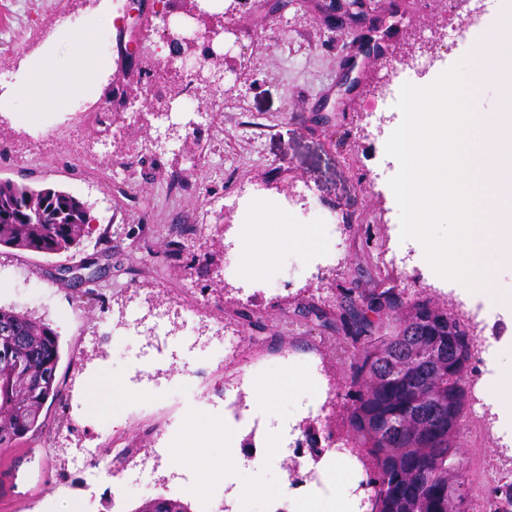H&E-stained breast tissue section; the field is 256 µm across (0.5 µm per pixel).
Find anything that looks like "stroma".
<instances>
[{
	"instance_id": "35a3bbf8",
	"label": "stroma",
	"mask_w": 512,
	"mask_h": 512,
	"mask_svg": "<svg viewBox=\"0 0 512 512\" xmlns=\"http://www.w3.org/2000/svg\"><path fill=\"white\" fill-rule=\"evenodd\" d=\"M85 0H0V79L11 80L18 59L59 19L77 15ZM407 10L390 44L402 50L428 39L434 25L455 24L468 0H405ZM227 35L231 54L245 66V81L227 74L224 93L198 119L194 86L173 104L171 119L185 124L186 137L156 150L146 140V108L134 100L122 113L105 111L103 100L80 102L51 116L30 113L26 128L0 121V181L55 187L91 207L89 234L81 246L60 254L0 247V307L48 323L59 335L56 377L67 401L46 404L50 426L64 425L68 440L58 450L29 441L9 450L0 471V491L13 499L12 512H135L158 496L204 512V501H225L230 512H267L272 495L287 487L283 425L312 419L317 445L336 454L346 434L343 395L353 350L333 331L347 289L368 293L395 288L404 300L422 296L447 302L469 324L476 340L469 378L476 384L457 433L467 482L475 488L473 512H482L492 487L512 482V420L499 417L492 383L504 344L512 342V309L491 305L479 291L431 276L425 254L402 239L400 212L389 180L396 159L375 131L376 113L387 129L402 118L397 106L404 84L435 81L462 59L464 38L448 35L437 60L420 72L399 66L385 95L367 87L382 77L360 59L349 67L346 44L329 32L309 0L277 11L264 8L236 16ZM364 87L343 95L346 70ZM186 188L170 191V181ZM129 198H122V191ZM286 213L282 223L254 231L279 245L259 278L246 275L248 239L243 219L258 200ZM333 214L340 247L328 245L316 227ZM196 225L199 242H186L168 260L179 227ZM93 263L99 276L86 284L56 278L63 265ZM193 308L199 319L223 323L237 336V352L222 365L208 364L210 348L174 345L186 365L196 400L174 398L177 382L144 368L139 342L110 339L113 325L150 301ZM312 303L324 321L303 319L299 306ZM262 313L255 330L244 309ZM318 364L330 399L319 411L304 367ZM300 371L298 391L288 389L289 370ZM105 392L92 409L80 400L88 383ZM246 389L244 420L259 419V441L246 447V429L224 408L225 396ZM112 421L117 440L136 453L112 480L95 478L97 460L71 465L74 448L102 447L101 420ZM205 436L208 471L187 463L184 442L169 433L182 420ZM234 467L225 468V459Z\"/></svg>"
}]
</instances>
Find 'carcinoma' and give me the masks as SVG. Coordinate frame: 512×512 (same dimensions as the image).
<instances>
[{"mask_svg": "<svg viewBox=\"0 0 512 512\" xmlns=\"http://www.w3.org/2000/svg\"><path fill=\"white\" fill-rule=\"evenodd\" d=\"M89 207L68 191L0 182V246L43 253L78 248ZM0 406L17 405L15 359L28 368L58 367L59 336L49 324L0 308ZM343 339L356 361L345 392L349 434L371 466L361 485L366 512H448V467L463 470L448 435V396L463 409L474 336L448 304L430 297L403 302L392 288L345 300ZM63 393L54 377L38 380L22 413L4 418L0 450L42 433V409ZM493 512H512V482L486 494Z\"/></svg>", "mask_w": 512, "mask_h": 512, "instance_id": "obj_1", "label": "carcinoma"}]
</instances>
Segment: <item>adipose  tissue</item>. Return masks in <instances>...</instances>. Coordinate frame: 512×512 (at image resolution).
Listing matches in <instances>:
<instances>
[{"mask_svg": "<svg viewBox=\"0 0 512 512\" xmlns=\"http://www.w3.org/2000/svg\"><path fill=\"white\" fill-rule=\"evenodd\" d=\"M115 23L105 0H98L79 23L56 25L19 59L13 80L0 82V115L23 127L29 113L66 112L75 97L100 98L112 59L103 53L98 36ZM353 471L352 458L337 454L335 479L309 491L296 512H361Z\"/></svg>", "mask_w": 512, "mask_h": 512, "instance_id": "ef3b65f1", "label": "adipose tissue"}]
</instances>
